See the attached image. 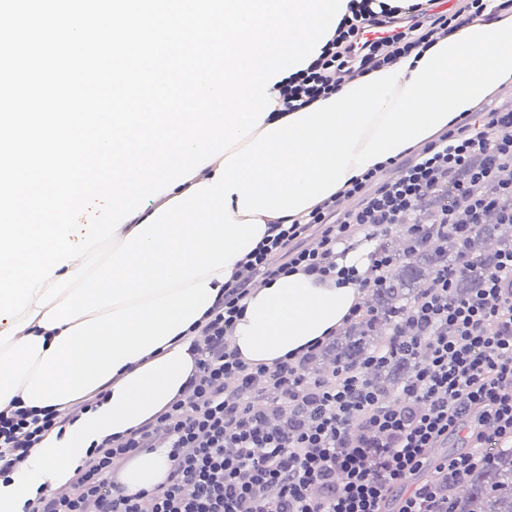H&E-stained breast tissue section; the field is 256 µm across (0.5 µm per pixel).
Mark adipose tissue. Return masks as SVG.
Instances as JSON below:
<instances>
[{"instance_id":"adipose-tissue-1","label":"adipose tissue","mask_w":512,"mask_h":512,"mask_svg":"<svg viewBox=\"0 0 512 512\" xmlns=\"http://www.w3.org/2000/svg\"><path fill=\"white\" fill-rule=\"evenodd\" d=\"M361 291L354 284L295 272L252 289L243 317L229 338L231 348L253 364L274 366L285 356H298L309 345L342 326ZM195 369L188 344L172 338L152 358L131 361L101 385L107 399L80 414L63 436L48 434L8 483H0V512H22L37 491L64 481L81 464L91 444L136 428L155 415L179 392ZM164 450L142 453L125 462L119 475L127 492L151 488L168 474Z\"/></svg>"}]
</instances>
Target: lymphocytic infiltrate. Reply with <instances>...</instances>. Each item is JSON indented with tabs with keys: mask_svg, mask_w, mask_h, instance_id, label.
Here are the masks:
<instances>
[{
	"mask_svg": "<svg viewBox=\"0 0 512 512\" xmlns=\"http://www.w3.org/2000/svg\"><path fill=\"white\" fill-rule=\"evenodd\" d=\"M359 0L350 18L311 64L280 89L289 110L334 93L337 76H364L469 23L484 0L463 8L432 7L396 18ZM379 38L368 40V30ZM397 168L398 174L385 172ZM512 108L468 113L399 163L390 158L351 182L344 194L356 205L320 201L305 221L272 224L257 248L237 265L224 293L186 333L195 370L181 393L138 427L91 446L87 461L62 484L38 492L24 512H448V495L489 449H512V250L502 252L482 288L455 295L469 254L440 267L410 309L406 345L413 372L399 393L386 396L366 380V367L308 375L314 343L300 358L275 366L244 362L228 348L253 283H270L302 271L361 289L381 286L395 257L382 244L399 231L407 248L455 235L468 238L489 215L512 224ZM456 188L461 203L448 200ZM431 200L433 219L417 205ZM315 232L314 243L297 239ZM374 242L365 270L342 263L360 241ZM69 417L48 406L31 409L13 400L0 410V480L9 481L52 431ZM467 453L438 458L435 448L451 435ZM168 445L170 470L162 482L126 493L112 474L116 457Z\"/></svg>",
	"mask_w": 512,
	"mask_h": 512,
	"instance_id": "f902f5d3",
	"label": "lymphocytic infiltrate"
}]
</instances>
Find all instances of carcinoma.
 <instances>
[{"label": "carcinoma", "instance_id": "1", "mask_svg": "<svg viewBox=\"0 0 512 512\" xmlns=\"http://www.w3.org/2000/svg\"><path fill=\"white\" fill-rule=\"evenodd\" d=\"M500 229L497 217L492 216L463 243L450 235L435 247L401 254L387 273L384 287L373 293L369 313L360 322L351 324L336 340L329 353L332 363L354 365L373 353L391 324L388 315L414 304L421 285L463 249L469 250L476 262L471 272L455 282L454 291L462 296L481 287L484 272L495 265L499 251L512 246V238L500 233ZM410 372L408 359L395 356L376 368L371 380L379 389L393 393ZM463 486L466 490L451 493L448 512H512V452H493L483 466L465 478Z\"/></svg>", "mask_w": 512, "mask_h": 512}]
</instances>
